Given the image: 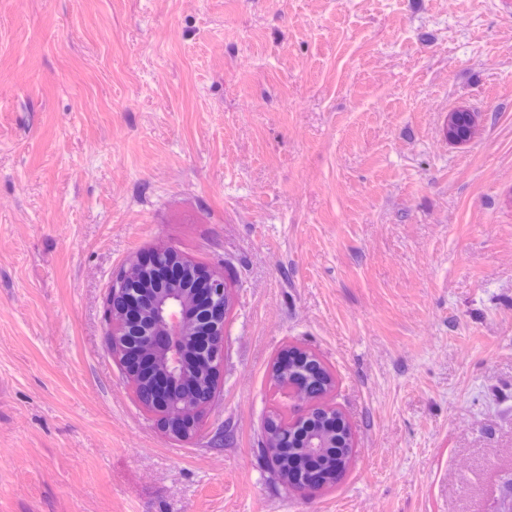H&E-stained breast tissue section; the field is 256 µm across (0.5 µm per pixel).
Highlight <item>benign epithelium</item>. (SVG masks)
Returning a JSON list of instances; mask_svg holds the SVG:
<instances>
[{
    "mask_svg": "<svg viewBox=\"0 0 512 512\" xmlns=\"http://www.w3.org/2000/svg\"><path fill=\"white\" fill-rule=\"evenodd\" d=\"M229 290L224 274L169 248L141 249L112 276L109 352L173 438L196 436L220 392ZM270 375L298 409L285 423L278 414L268 418L262 453L275 466L301 464L286 488L320 490L333 483L327 449L351 447L349 426L329 402L334 378L314 353L293 345L276 355Z\"/></svg>",
    "mask_w": 512,
    "mask_h": 512,
    "instance_id": "7a95c632",
    "label": "benign epithelium"
}]
</instances>
